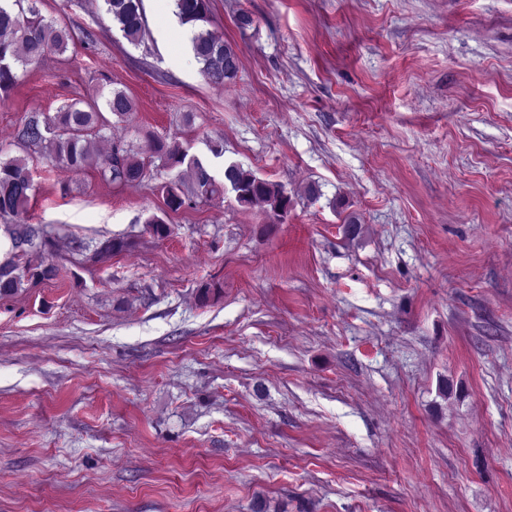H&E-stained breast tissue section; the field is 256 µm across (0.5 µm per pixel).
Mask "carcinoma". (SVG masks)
<instances>
[{
    "mask_svg": "<svg viewBox=\"0 0 512 512\" xmlns=\"http://www.w3.org/2000/svg\"><path fill=\"white\" fill-rule=\"evenodd\" d=\"M177 15L181 21L195 27L192 39L193 55L201 65V73L213 84H224L234 79L239 71L240 58L232 44L205 28L209 22L206 0H176ZM40 0H0V93L6 94L18 83L19 68L38 63L47 52H65L69 32L46 19L39 9ZM106 12L132 44L143 38L145 21L141 0H104ZM131 97L123 90H112L102 101L73 102L64 105L50 120L41 123L29 121L23 128L21 140L48 150L51 159L61 167L82 169L94 148L103 139L109 113L124 119L133 111ZM120 162L107 155L100 168L102 179L115 184H130L145 176V163L132 150L119 149ZM150 152L163 164L176 167L187 164L191 172V189L185 192L182 183L171 181L163 186L168 209L177 211L192 199L209 200L224 194L229 185L236 200L242 205L260 202L277 221L288 214L292 199L275 182L262 179L249 169L232 164L224 171V183L211 175L204 163L196 157L187 158L176 142L155 139ZM34 196V184L27 164L22 158H0V215H23ZM146 231L164 239L171 233L170 225L158 216H152ZM9 251L12 258L0 265V297L18 293L24 284L37 283L56 275V267L45 263L53 242L38 224H13L9 229ZM132 242L116 237L96 248L99 254L110 255L129 250Z\"/></svg>",
    "mask_w": 512,
    "mask_h": 512,
    "instance_id": "carcinoma-1",
    "label": "carcinoma"
}]
</instances>
